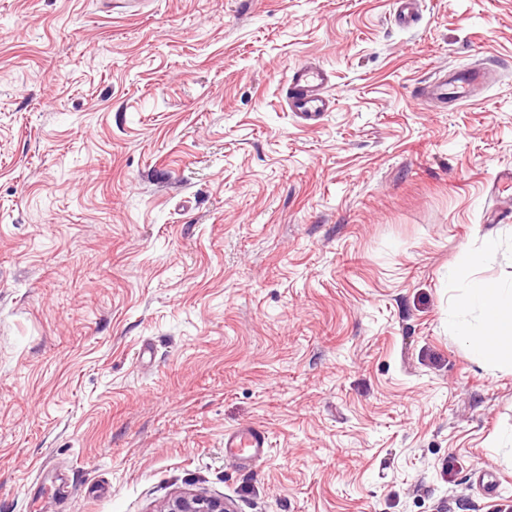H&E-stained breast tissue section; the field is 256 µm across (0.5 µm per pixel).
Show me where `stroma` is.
Here are the masks:
<instances>
[{
    "mask_svg": "<svg viewBox=\"0 0 512 512\" xmlns=\"http://www.w3.org/2000/svg\"><path fill=\"white\" fill-rule=\"evenodd\" d=\"M391 10L0 0V512L512 505V372L448 330L466 248L498 235L480 274L512 280V0ZM306 60L311 126L281 94ZM440 66L498 80L422 105ZM419 0H392L395 22L402 26H411L419 17ZM330 74L316 64L293 66L282 83V95L289 112L306 121L332 111L336 99L329 94ZM270 445L267 431L260 427L242 426L224 433V456L234 458L243 467L267 457ZM158 512H234L224 498L202 493L180 492L168 499Z\"/></svg>",
    "mask_w": 512,
    "mask_h": 512,
    "instance_id": "1",
    "label": "stroma"
}]
</instances>
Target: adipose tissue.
Listing matches in <instances>:
<instances>
[{
  "label": "adipose tissue",
  "instance_id": "ef3b65f1",
  "mask_svg": "<svg viewBox=\"0 0 512 512\" xmlns=\"http://www.w3.org/2000/svg\"><path fill=\"white\" fill-rule=\"evenodd\" d=\"M500 248L496 237L484 236L479 247L465 252L461 266L450 271V279L464 282L456 303L466 315L465 320L451 321L450 328L462 337L466 348L483 367L512 370V281H492L474 275Z\"/></svg>",
  "mask_w": 512,
  "mask_h": 512
}]
</instances>
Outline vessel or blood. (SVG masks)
Listing matches in <instances>:
<instances>
[{"label": "vessel or blood", "mask_w": 512, "mask_h": 512, "mask_svg": "<svg viewBox=\"0 0 512 512\" xmlns=\"http://www.w3.org/2000/svg\"><path fill=\"white\" fill-rule=\"evenodd\" d=\"M396 23L410 26L419 17V0H392ZM490 83L489 73L481 68H468L455 72L435 73L416 92L423 105H464L478 100ZM330 74L316 64L301 63L293 66L283 84L282 95L289 111L311 121L332 111L334 97L329 93ZM270 439L266 430L255 426H242L224 435V454L234 458L240 466L248 467L267 457Z\"/></svg>", "instance_id": "vessel-or-blood-1"}]
</instances>
